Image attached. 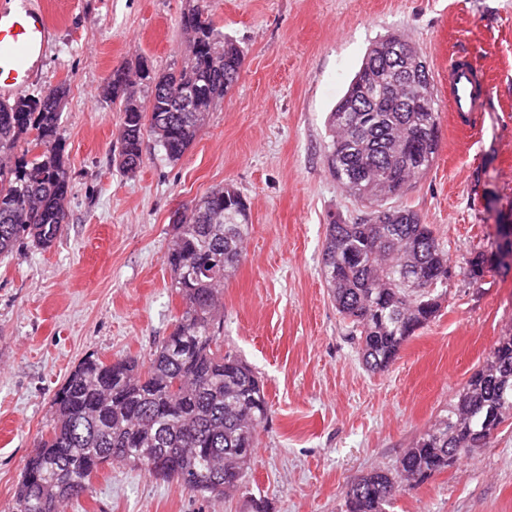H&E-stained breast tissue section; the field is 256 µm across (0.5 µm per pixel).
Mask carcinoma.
<instances>
[{"mask_svg":"<svg viewBox=\"0 0 512 512\" xmlns=\"http://www.w3.org/2000/svg\"><path fill=\"white\" fill-rule=\"evenodd\" d=\"M188 53L161 75L125 71L109 77L103 94L120 104L121 133L112 147L125 172L142 161L150 137L170 161L179 160L206 125L210 112L240 77L245 53L220 31L199 4L180 16ZM410 52L406 41L375 43L345 94L330 112L325 158L342 188L373 209L354 224H327L323 275L337 311L349 320L363 364L387 370L416 330L436 316L448 296V255L431 225L413 211L386 206L423 175L437 153L434 103L408 97L396 82ZM154 84L147 102L136 86ZM66 83L37 96L0 101V255L23 240L49 249L68 223V158L58 134ZM36 151L15 153L20 143ZM197 211L173 225L164 256L171 287L183 309L172 332L149 359L84 358L53 403L51 430L25 460L13 512H61L65 502L93 492L92 478L107 464L138 468L178 488L226 498L243 485L268 419L263 383L224 351L219 293L244 255L251 226L234 186L213 188ZM500 253L512 256V221L497 224ZM472 280L486 269L512 266L482 251L466 260ZM492 419L512 420V333L430 428L405 449L392 469H373L352 482L346 512H386L398 495L469 455L478 430Z\"/></svg>","mask_w":512,"mask_h":512,"instance_id":"1","label":"carcinoma"}]
</instances>
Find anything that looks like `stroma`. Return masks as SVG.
<instances>
[{
  "instance_id": "35a3bbf8",
  "label": "stroma",
  "mask_w": 512,
  "mask_h": 512,
  "mask_svg": "<svg viewBox=\"0 0 512 512\" xmlns=\"http://www.w3.org/2000/svg\"><path fill=\"white\" fill-rule=\"evenodd\" d=\"M49 49L30 95L66 82L59 136L72 191L47 250L0 258V512L52 401L94 354L147 358L181 300L164 262L180 205L232 184L250 208L245 256L224 284V348L264 382L269 418L243 488L205 498L116 466L65 512H345L351 481L390 469L512 329V272L473 281L512 212V0H207L245 51L238 83L175 162L146 141L141 166L110 151L120 112L100 92L115 67L180 65L187 0H41ZM399 35L427 61L440 146L396 207L448 253V297L384 372L368 371L321 273L326 226L365 209L329 174L328 117L378 40ZM471 53L494 86L472 131L448 110V61ZM390 512H512V420L488 447L398 496Z\"/></svg>"
}]
</instances>
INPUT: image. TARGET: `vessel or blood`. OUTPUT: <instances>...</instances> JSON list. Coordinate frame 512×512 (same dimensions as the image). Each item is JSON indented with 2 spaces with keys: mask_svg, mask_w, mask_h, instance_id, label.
Returning a JSON list of instances; mask_svg holds the SVG:
<instances>
[{
  "mask_svg": "<svg viewBox=\"0 0 512 512\" xmlns=\"http://www.w3.org/2000/svg\"><path fill=\"white\" fill-rule=\"evenodd\" d=\"M44 7L32 0H13L0 8V98L31 84L49 41ZM492 94L483 69L468 54L456 53L448 64V104L460 118L484 111Z\"/></svg>",
  "mask_w": 512,
  "mask_h": 512,
  "instance_id": "obj_1",
  "label": "vessel or blood"
}]
</instances>
